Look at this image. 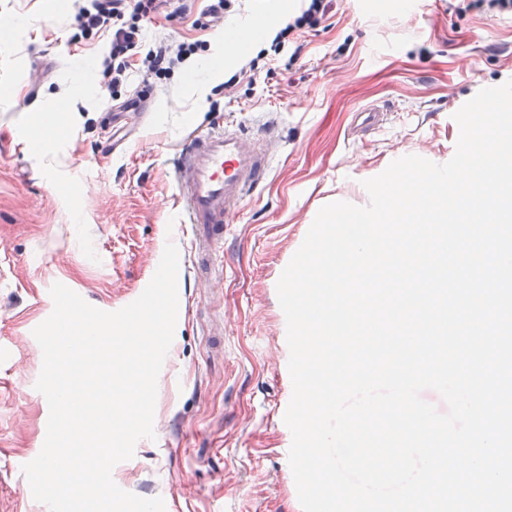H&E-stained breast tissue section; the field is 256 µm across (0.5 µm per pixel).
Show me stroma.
I'll list each match as a JSON object with an SVG mask.
<instances>
[{
  "instance_id": "1",
  "label": "stroma",
  "mask_w": 512,
  "mask_h": 512,
  "mask_svg": "<svg viewBox=\"0 0 512 512\" xmlns=\"http://www.w3.org/2000/svg\"><path fill=\"white\" fill-rule=\"evenodd\" d=\"M53 2L0 0V13L40 31L0 44V87L16 92L0 99V346L10 350L0 363V512H48L20 462L39 454L46 435L33 330L47 317L52 285L105 309L153 277L166 242L192 264L186 229L168 224L180 211L170 159L188 126L219 117L258 140L273 133V168L224 238L222 277L182 279L189 312L158 378L155 437L140 440L112 477L137 496L177 501L180 512H302L281 454L290 431L277 408L293 388L281 370L277 281L322 206L367 205L363 180L400 157L451 160L454 113L512 79V26L487 31L494 13L458 14L445 0L407 14L338 0L330 27L306 34L301 57L275 62L249 95L197 96L182 68L139 114L119 111L101 84L73 91V63H100L107 40L71 44L74 10ZM187 3L186 17L148 24V37L221 49V27L193 25L202 0ZM39 67L48 81L32 100L29 74ZM63 98V133L29 148L33 114ZM376 100L390 105L383 125L350 137L356 110Z\"/></svg>"
}]
</instances>
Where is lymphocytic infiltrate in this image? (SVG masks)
Instances as JSON below:
<instances>
[{
	"label": "lymphocytic infiltrate",
	"mask_w": 512,
	"mask_h": 512,
	"mask_svg": "<svg viewBox=\"0 0 512 512\" xmlns=\"http://www.w3.org/2000/svg\"><path fill=\"white\" fill-rule=\"evenodd\" d=\"M168 0H76L73 43L108 36L101 61L100 82L111 94H118L130 82L143 92L155 90L175 69L202 50L204 41H178L166 36L147 40L145 25L161 14ZM334 0H300L298 10L285 17L267 48L237 70L216 94L234 96L240 86L261 82L270 62L283 57L297 59L305 33L323 27L330 19Z\"/></svg>",
	"instance_id": "f902f5d3"
}]
</instances>
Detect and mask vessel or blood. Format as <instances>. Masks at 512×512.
I'll use <instances>...</instances> for the list:
<instances>
[{"mask_svg":"<svg viewBox=\"0 0 512 512\" xmlns=\"http://www.w3.org/2000/svg\"><path fill=\"white\" fill-rule=\"evenodd\" d=\"M270 156L241 127L222 123L193 126L172 159L176 189L183 199L180 223L190 225L198 276H210L224 246V233L240 205L264 181Z\"/></svg>","mask_w":512,"mask_h":512,"instance_id":"obj_1","label":"vessel or blood"}]
</instances>
